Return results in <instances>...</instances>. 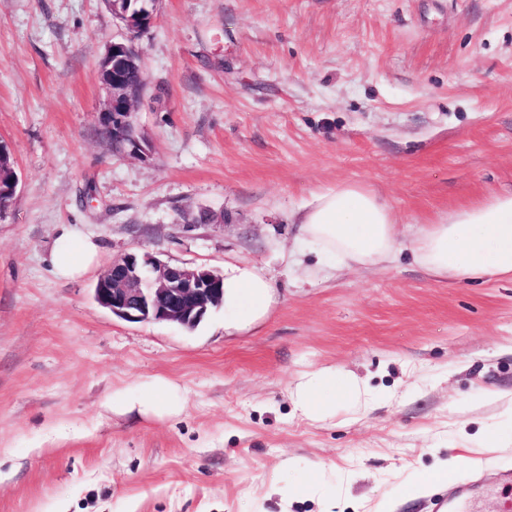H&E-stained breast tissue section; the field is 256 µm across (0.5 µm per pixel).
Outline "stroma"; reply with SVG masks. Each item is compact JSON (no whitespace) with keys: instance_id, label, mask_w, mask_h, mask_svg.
I'll return each mask as SVG.
<instances>
[{"instance_id":"35a3bbf8","label":"stroma","mask_w":512,"mask_h":512,"mask_svg":"<svg viewBox=\"0 0 512 512\" xmlns=\"http://www.w3.org/2000/svg\"><path fill=\"white\" fill-rule=\"evenodd\" d=\"M102 0H0V143L17 191L0 213V512H431L453 481L504 512L512 469V282L416 264L420 225L512 191V0H159L137 39L146 158L99 132L100 61L124 36ZM354 181L399 218V249L337 270L293 217ZM70 231L99 246L77 278ZM146 251L275 288L235 335L130 323L93 288ZM324 366L393 392L322 422L289 397ZM156 378L184 409L112 402ZM317 478L327 496L284 503ZM97 247L91 241L73 242L71 236L63 232L56 241L55 258L61 276H79L95 259Z\"/></svg>"}]
</instances>
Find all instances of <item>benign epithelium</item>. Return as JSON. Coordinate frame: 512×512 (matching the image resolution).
I'll list each match as a JSON object with an SVG mask.
<instances>
[{
	"label": "benign epithelium",
	"instance_id": "7a95c632",
	"mask_svg": "<svg viewBox=\"0 0 512 512\" xmlns=\"http://www.w3.org/2000/svg\"><path fill=\"white\" fill-rule=\"evenodd\" d=\"M154 12L152 6L136 14L126 9L112 12L127 36L108 45L100 66L108 96L98 116L99 124L112 128V138L122 144L121 151L130 154H145L139 138L126 141V131L134 127L136 104L146 79L132 88L126 81V71L140 60L136 38L152 25ZM223 280L204 266L171 265L148 252L141 256L127 254L112 261L94 288V297L100 306L124 321L169 323L190 329L224 304Z\"/></svg>",
	"mask_w": 512,
	"mask_h": 512
}]
</instances>
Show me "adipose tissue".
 I'll return each instance as SVG.
<instances>
[{
  "label": "adipose tissue",
  "instance_id": "1",
  "mask_svg": "<svg viewBox=\"0 0 512 512\" xmlns=\"http://www.w3.org/2000/svg\"><path fill=\"white\" fill-rule=\"evenodd\" d=\"M303 242L333 256L341 264L361 266L389 258L395 251L398 218L376 192L355 182H340L314 194L296 216ZM412 251L418 263L443 279L512 280V191L493 192L481 200L450 210L422 227ZM90 241L61 234L55 258L61 276H79L95 259ZM274 299L272 283L252 267L224 274V329L234 333L261 319ZM171 384L159 380L128 396L123 411L163 417L178 413L168 398ZM296 410L311 421L331 417L337 402L357 408L372 406L377 396L354 373L330 366L301 376L291 391Z\"/></svg>",
  "mask_w": 512,
  "mask_h": 512
}]
</instances>
